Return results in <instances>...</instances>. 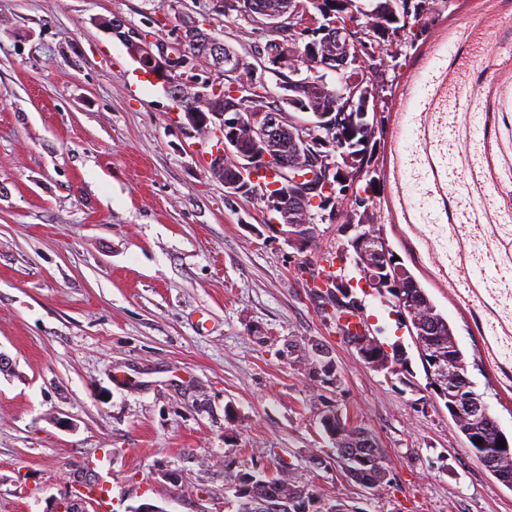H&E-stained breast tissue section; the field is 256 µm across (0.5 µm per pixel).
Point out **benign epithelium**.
Listing matches in <instances>:
<instances>
[{
	"mask_svg": "<svg viewBox=\"0 0 512 512\" xmlns=\"http://www.w3.org/2000/svg\"><path fill=\"white\" fill-rule=\"evenodd\" d=\"M336 3L348 7L354 21L348 31L363 34L368 29L382 37L390 32L386 24L391 19L389 10H368L357 0H336ZM322 9L324 18L319 19L310 11V0H297V7L288 15V21L298 30L318 26L323 38L305 48L296 42L281 43L267 61L274 68H284L296 61L312 72L301 79L300 68H295L294 75L298 79L282 87L281 107L277 111L237 102L243 87L259 93L257 69L228 47L222 52H213L210 76L203 79L195 73L199 56L192 36L200 27L194 18L183 20L180 36L173 44L149 41L134 31L125 32L118 20H104L99 26L122 41L132 59L182 107L193 128L219 138L220 148L207 158V165L224 181L229 196L263 194L280 217L273 227L301 248L314 238L315 227L310 222L314 208L322 211V220L340 225L346 234L354 232L339 248L337 258L350 260L360 282L388 298L401 323L414 334L421 322L405 293V289L413 287L412 277L406 267L396 264L395 254L384 236L380 212L374 204L375 181L366 183L359 192L360 199L351 207L336 198V186L354 188L364 175L378 171L379 94L369 77L370 64L351 52L350 38L336 41V57L342 60V65L332 66L320 61V44L334 39L337 25L332 19L333 10L325 5ZM363 14L379 18V23L362 29L356 21ZM330 73L336 75L340 85L335 87L327 82ZM223 74H239L241 78L225 85L219 81ZM316 89L327 94L330 104L324 110L313 109L310 122L295 125L285 159L277 152L276 141L283 128L286 109L308 111L302 93ZM353 283L352 278L335 279V308L342 314L340 336L369 367L390 369L400 356H391L371 330L361 327L356 331L350 324L349 314H362V303L352 292ZM309 353L314 354L317 361L307 364L308 372L327 386L337 384L326 378L333 374V366L321 368L318 364V360L328 354L317 348L304 351L306 355ZM428 360L431 363L429 374L436 375L430 389L448 400L453 416L469 427L472 440L480 441L482 448L496 449L487 465L493 469L511 466L512 443L498 447L500 425L494 421L484 396L471 390L467 363L451 353L446 360L435 353ZM321 418L328 435L336 441V447H347L352 423L344 420L333 406L324 407Z\"/></svg>",
	"mask_w": 512,
	"mask_h": 512,
	"instance_id": "1",
	"label": "benign epithelium"
}]
</instances>
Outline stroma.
I'll use <instances>...</instances> for the list:
<instances>
[{
  "label": "stroma",
  "instance_id": "stroma-1",
  "mask_svg": "<svg viewBox=\"0 0 512 512\" xmlns=\"http://www.w3.org/2000/svg\"><path fill=\"white\" fill-rule=\"evenodd\" d=\"M187 14L259 63L267 31L212 0H0V512H52L102 469L115 512H236L225 472L284 465L324 507L512 512L384 298L363 317L402 371L366 365L310 295L338 225L313 216L305 249L270 232L210 173L216 138L97 24L172 42ZM404 39L373 63L383 232L511 435L512 0H457ZM310 340L338 386L289 355ZM326 403L372 431L390 483L347 478Z\"/></svg>",
  "mask_w": 512,
  "mask_h": 512
}]
</instances>
